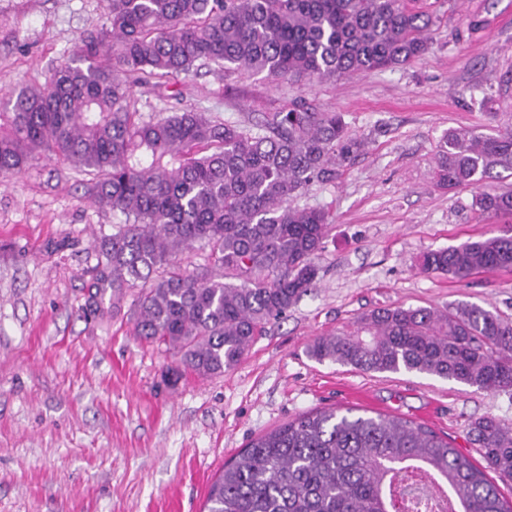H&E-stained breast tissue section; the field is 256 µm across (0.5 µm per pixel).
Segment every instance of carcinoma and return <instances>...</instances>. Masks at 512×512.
Masks as SVG:
<instances>
[{"mask_svg":"<svg viewBox=\"0 0 512 512\" xmlns=\"http://www.w3.org/2000/svg\"><path fill=\"white\" fill-rule=\"evenodd\" d=\"M107 25L80 39L42 86L0 106V176L44 152L94 173V202L124 223L98 247L99 278L120 300L142 283L134 328L207 377L234 368L272 319L318 276L331 223L299 204L364 149L338 112L293 99L261 123L221 122L193 107L135 118L129 88L195 68L330 81L395 68L429 48L431 20L410 0H105ZM512 174V128L450 130L437 149L442 186ZM475 206L512 215V192ZM201 243L218 272H183ZM424 273L465 279L512 271V235L432 250ZM308 354L365 372H419L480 391H512V322L477 304L384 307L356 330L317 337ZM487 468L512 481V428L469 425ZM512 512L496 484L431 429L398 416L331 407L253 439L210 485L204 512Z\"/></svg>","mask_w":512,"mask_h":512,"instance_id":"carcinoma-1","label":"carcinoma"}]
</instances>
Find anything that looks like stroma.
I'll return each instance as SVG.
<instances>
[{"label":"stroma","instance_id":"obj_1","mask_svg":"<svg viewBox=\"0 0 512 512\" xmlns=\"http://www.w3.org/2000/svg\"><path fill=\"white\" fill-rule=\"evenodd\" d=\"M426 2L430 49L405 66L333 82L210 66L133 89L145 119L190 105L255 122L302 98L366 142L302 198L332 220L315 288L224 374L175 378L178 356L134 334L137 289L116 307L100 299L95 243L124 218L93 203L91 175L43 155L0 178V512H203L210 484L253 438L332 406L415 420L484 467L469 425L512 426L511 393L307 354L379 307L474 303L512 321V271L458 280L418 265L424 252L512 230V216L474 205L512 177L452 189L434 177L445 132L512 125V0ZM105 21L104 0H0V93L44 83Z\"/></svg>","mask_w":512,"mask_h":512}]
</instances>
